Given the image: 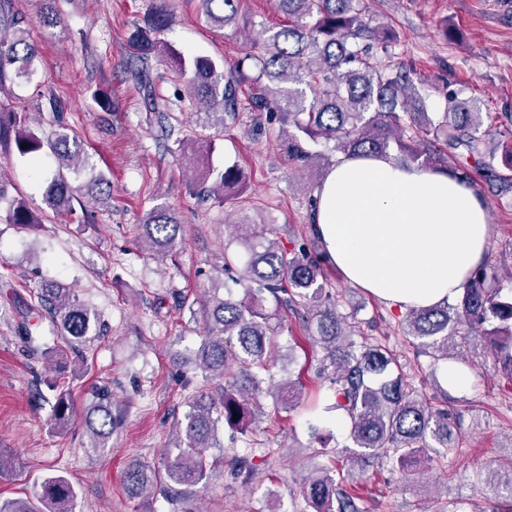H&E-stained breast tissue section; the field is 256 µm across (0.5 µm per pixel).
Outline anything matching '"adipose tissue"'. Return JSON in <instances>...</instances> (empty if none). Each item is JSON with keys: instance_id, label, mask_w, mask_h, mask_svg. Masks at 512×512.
<instances>
[{"instance_id": "obj_1", "label": "adipose tissue", "mask_w": 512, "mask_h": 512, "mask_svg": "<svg viewBox=\"0 0 512 512\" xmlns=\"http://www.w3.org/2000/svg\"><path fill=\"white\" fill-rule=\"evenodd\" d=\"M314 197L328 260L352 285L405 309L456 298L488 249V209L450 171L341 155Z\"/></svg>"}]
</instances>
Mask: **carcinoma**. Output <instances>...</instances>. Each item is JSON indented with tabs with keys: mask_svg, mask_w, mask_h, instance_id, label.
Masks as SVG:
<instances>
[{
	"mask_svg": "<svg viewBox=\"0 0 512 512\" xmlns=\"http://www.w3.org/2000/svg\"><path fill=\"white\" fill-rule=\"evenodd\" d=\"M283 16L269 34L250 37L246 50L232 71L224 74L223 63L208 55L185 53L165 43L160 35L173 23L170 0H152L142 22L133 25L126 45L136 66L131 76L147 92L149 111L161 112L154 99L150 70L156 61L185 79L195 107V125L202 129L224 128V117L238 109V88L250 82L255 88L254 106L259 112L277 109L283 127L288 162L300 171L316 167L322 143H334L333 151L347 155L390 154L406 165L428 169L455 161V172L472 184L470 172L483 173L504 190L512 180L502 177L481 149L494 134L512 135V116L494 124L471 99L448 91L446 109L431 112L422 83L413 71L391 60L389 36L371 25L362 0H270ZM204 21L220 30L229 25L247 27L241 0H198ZM39 56L38 47L27 38L25 27L10 10L9 0H0V87L5 80L29 83ZM55 130L47 137L28 125L25 112L0 113V144H8L21 157L43 154L53 158L54 170L43 178V196L52 211L73 212L74 195L68 173L88 166L81 141L63 120L59 101L48 98ZM181 156L208 155L213 141L178 143ZM245 176L238 164L219 169L206 164L195 170L188 190L202 200L224 203L227 192L241 186ZM111 182L103 172L87 179L88 196L98 202L111 199ZM8 224L40 223L23 198L12 201ZM241 250L224 246V271L240 268L235 285L243 290L237 298L227 293L207 300L204 338L195 356L204 380L222 379L219 397L199 390L188 398L189 411L180 423L179 440L155 468L140 461L129 465L124 485L127 493L140 497L157 485L174 505L175 512H199L192 506L198 486L209 479L208 451L217 444L218 423L244 432L260 411L259 398H271L274 411L287 412L299 399L295 382L266 383L271 337L282 329L262 307L270 296L283 309L310 315L309 334L321 350L316 358L317 375L335 387V408L350 419L352 454L379 457L391 454L393 465L404 475L429 448H446L450 440L447 419L417 398L399 374L395 359L376 345L356 346L347 339L336 309L326 305L324 249L314 240L285 250L272 238V229L260 232L240 221L225 223ZM182 221L176 211L154 206L139 224L138 243L153 254L167 256L182 241ZM37 304L49 315L59 336L69 346L84 345L91 336L103 334L99 312L69 288L50 285L36 293ZM405 333L418 349L439 360L448 359V349L481 346L490 350L495 368L512 385V293L502 295L498 267L483 263L470 275L456 302L416 308L406 316ZM73 413L70 396L61 392L53 406L54 421L62 426ZM92 442L100 452L119 425L112 414V392L98 388L85 417ZM77 496L72 481L61 473L43 479L41 490L31 498L0 501V512H70ZM301 499L312 512H362L356 497L336 484L322 470L308 478Z\"/></svg>",
	"mask_w": 512,
	"mask_h": 512,
	"instance_id": "obj_1",
	"label": "carcinoma"
}]
</instances>
